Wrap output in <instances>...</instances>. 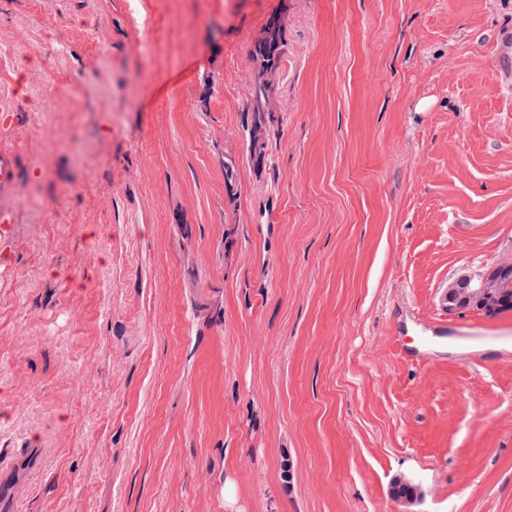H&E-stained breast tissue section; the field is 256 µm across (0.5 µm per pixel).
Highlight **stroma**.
Here are the masks:
<instances>
[{
  "label": "stroma",
  "mask_w": 512,
  "mask_h": 512,
  "mask_svg": "<svg viewBox=\"0 0 512 512\" xmlns=\"http://www.w3.org/2000/svg\"><path fill=\"white\" fill-rule=\"evenodd\" d=\"M507 31L512 0H0L13 512H512V311L442 306L512 261ZM266 26L275 25L278 29V41L271 47H263L259 43L254 44L252 60L255 73L251 84V95L248 106L249 113V139L247 151L250 156L260 161L265 156L267 148V135L271 129L281 124V117L275 111H271L266 99L270 80L280 67L285 54L286 44L284 33L287 25L285 13H276L268 18Z\"/></svg>",
  "instance_id": "stroma-1"
}]
</instances>
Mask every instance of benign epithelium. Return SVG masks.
<instances>
[{
	"mask_svg": "<svg viewBox=\"0 0 512 512\" xmlns=\"http://www.w3.org/2000/svg\"><path fill=\"white\" fill-rule=\"evenodd\" d=\"M512 287V262H505L488 271H475L461 275L448 285L443 304L448 313L459 311L461 300L477 302L479 312L488 316L503 313V288Z\"/></svg>",
	"mask_w": 512,
	"mask_h": 512,
	"instance_id": "7a95c632",
	"label": "benign epithelium"
}]
</instances>
